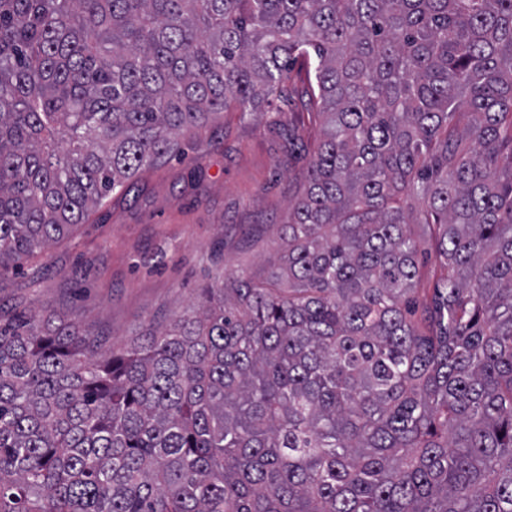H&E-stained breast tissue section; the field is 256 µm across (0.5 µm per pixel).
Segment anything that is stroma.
I'll return each mask as SVG.
<instances>
[{"label":"stroma","mask_w":512,"mask_h":512,"mask_svg":"<svg viewBox=\"0 0 512 512\" xmlns=\"http://www.w3.org/2000/svg\"><path fill=\"white\" fill-rule=\"evenodd\" d=\"M306 71L295 67L269 111L223 117L181 141L178 155L142 172L22 269L0 278V317L24 310L39 328L90 325L119 350L169 321L215 278L263 276L285 246L292 180L308 164L286 134L308 139Z\"/></svg>","instance_id":"35a3bbf8"}]
</instances>
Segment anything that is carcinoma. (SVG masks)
<instances>
[{
    "mask_svg": "<svg viewBox=\"0 0 512 512\" xmlns=\"http://www.w3.org/2000/svg\"><path fill=\"white\" fill-rule=\"evenodd\" d=\"M300 57L265 276L118 351L0 322V512H512V0H0V275Z\"/></svg>",
    "mask_w": 512,
    "mask_h": 512,
    "instance_id": "carcinoma-1",
    "label": "carcinoma"
}]
</instances>
